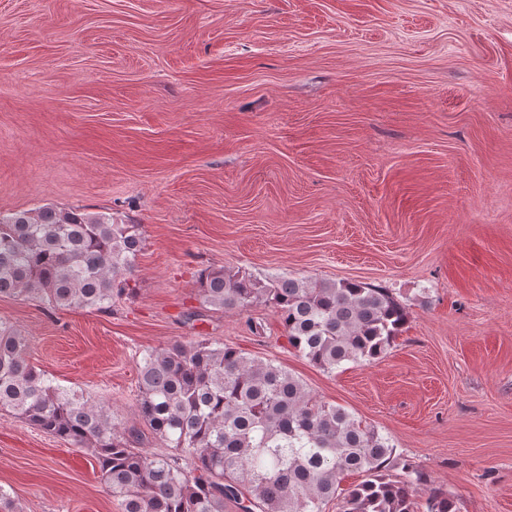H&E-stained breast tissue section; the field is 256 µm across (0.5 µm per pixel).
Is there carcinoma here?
Listing matches in <instances>:
<instances>
[{"label": "carcinoma", "mask_w": 512, "mask_h": 512, "mask_svg": "<svg viewBox=\"0 0 512 512\" xmlns=\"http://www.w3.org/2000/svg\"><path fill=\"white\" fill-rule=\"evenodd\" d=\"M143 248L137 224L46 205L0 212V297H35L59 309L112 307L136 290ZM203 304L278 313L288 344L311 364L383 358L410 313L388 288L353 280L257 278L224 268L198 277ZM138 414L169 452L146 456L101 403L49 381L27 359V340L0 322V411L85 449L122 512H459L431 489L390 440L340 406L319 400L274 361L208 340L174 343L139 363ZM401 470L398 475L390 469ZM364 479L342 488L345 475Z\"/></svg>", "instance_id": "obj_1"}]
</instances>
